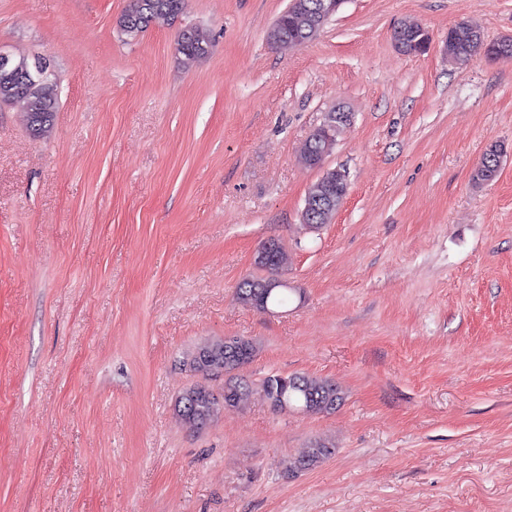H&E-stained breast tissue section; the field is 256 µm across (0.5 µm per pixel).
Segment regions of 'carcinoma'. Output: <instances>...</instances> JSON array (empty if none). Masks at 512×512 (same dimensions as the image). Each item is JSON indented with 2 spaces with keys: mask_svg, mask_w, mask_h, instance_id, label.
<instances>
[{
  "mask_svg": "<svg viewBox=\"0 0 512 512\" xmlns=\"http://www.w3.org/2000/svg\"><path fill=\"white\" fill-rule=\"evenodd\" d=\"M184 0H127L120 15L118 25L120 32L134 39L154 26L172 23L181 13ZM318 0H290L287 9L275 20L268 31L267 40L272 46L289 44L301 46L314 39L328 23L324 16L315 11ZM454 52L457 62L468 63L476 56L487 60L498 54L486 46L485 36L477 31L454 26ZM393 40L402 43L401 51L412 54L415 47L412 22L401 23L393 32ZM210 40L206 34L196 28L182 30L177 38L176 51L183 64L189 66L206 55ZM0 103L11 104L25 112L29 122L39 125L38 137L48 135L52 128L58 105V82L52 75L37 88H32L28 72L20 71L15 78L5 79L0 76ZM506 149L500 143L489 145L484 151L478 165L473 170L471 179L476 184L493 181L500 166L495 155H504ZM285 251H279L278 259L255 262L257 268L267 272L265 276H254L244 280L238 288L242 302L260 311L269 309L271 303H284V296L278 279L274 278L286 263ZM256 343L243 336H228L224 339L206 343L192 354V367L202 377L224 371L228 379L224 390L234 391V397L219 403L204 384L189 388L179 399L177 416L183 424L197 426L196 417L206 416L211 422L218 415L220 408H235L250 389V385L233 377V372L252 361L256 356ZM288 386L280 385L276 376L264 378L259 385V393L275 410L288 406L308 412H329L341 404L343 397L335 383L318 377L293 374L285 376ZM334 449L323 443H315L301 456L295 465L298 471L315 467L331 456Z\"/></svg>",
  "mask_w": 512,
  "mask_h": 512,
  "instance_id": "1",
  "label": "carcinoma"
}]
</instances>
